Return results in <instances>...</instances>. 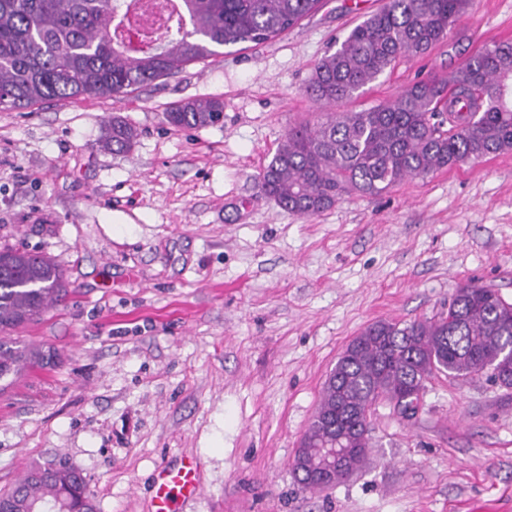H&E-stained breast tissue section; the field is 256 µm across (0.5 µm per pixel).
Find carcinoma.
<instances>
[{"label":"carcinoma","mask_w":512,"mask_h":512,"mask_svg":"<svg viewBox=\"0 0 512 512\" xmlns=\"http://www.w3.org/2000/svg\"><path fill=\"white\" fill-rule=\"evenodd\" d=\"M321 0H182L184 12H158L144 0H0V107L120 95L181 73L219 47L260 44L297 25ZM472 0H386L313 68L308 95L324 107L357 97L404 57L427 53L468 12ZM224 101L172 105L176 129L219 122ZM136 128L114 116L104 145L127 153ZM512 150V42L494 41L446 77L429 76L394 100L355 112H322L288 129L258 177L284 210L312 217L344 194L377 195L409 178ZM67 282L47 253L0 251V381L15 382L46 355L9 334L62 301ZM475 283L455 288L447 315L378 321L341 354L304 440L370 432L379 400L416 410L435 372L465 378L483 366L512 389V304ZM81 472L61 458L30 468L0 512H89Z\"/></svg>","instance_id":"carcinoma-1"}]
</instances>
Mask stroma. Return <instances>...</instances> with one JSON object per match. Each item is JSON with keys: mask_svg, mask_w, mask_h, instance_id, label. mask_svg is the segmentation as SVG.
<instances>
[{"mask_svg": "<svg viewBox=\"0 0 512 512\" xmlns=\"http://www.w3.org/2000/svg\"><path fill=\"white\" fill-rule=\"evenodd\" d=\"M385 0H323L279 37L242 44L120 96L0 110V249L51 253L65 299L12 334L51 353L0 391V492L61 457L97 512H152V478L191 459L202 487L179 512H512V389L488 373L426 384L414 416L376 405L363 466L303 488L293 459L326 378L380 320L447 309L474 282L512 303V150L313 217L257 177L336 39ZM494 41L512 0H474L448 38L401 60L342 112L394 99ZM223 123L175 129L188 99ZM119 115L131 152L99 142ZM223 113L224 101L219 98L180 102L163 112L165 122L176 129L200 128L217 124Z\"/></svg>", "mask_w": 512, "mask_h": 512, "instance_id": "35a3bbf8", "label": "stroma"}]
</instances>
